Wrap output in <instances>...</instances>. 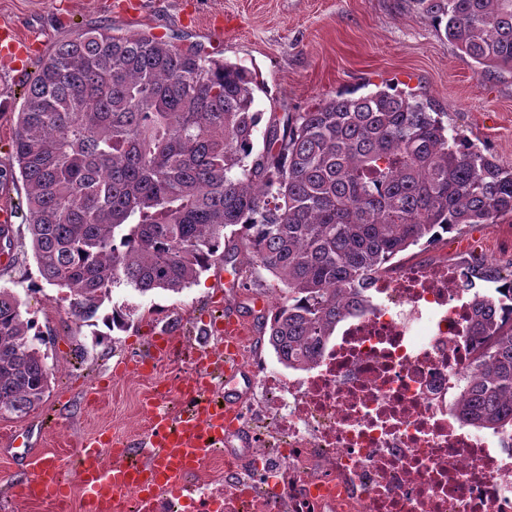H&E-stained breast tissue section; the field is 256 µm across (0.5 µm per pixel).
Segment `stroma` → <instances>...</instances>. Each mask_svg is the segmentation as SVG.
Wrapping results in <instances>:
<instances>
[{
    "mask_svg": "<svg viewBox=\"0 0 512 512\" xmlns=\"http://www.w3.org/2000/svg\"><path fill=\"white\" fill-rule=\"evenodd\" d=\"M137 11L117 0H0V23L34 42L20 73L0 62V169L12 162V137L25 92L40 62L78 32L111 29L113 35L146 32L182 50L239 64L256 72L264 112H304L342 94L356 98L391 85L430 98L448 124L502 165L512 167V74L480 76L475 62L456 48L414 0H136ZM222 39H215L216 27ZM512 218L450 233L447 241L402 253L409 264L439 257L469 262L480 273H508ZM13 266H0V287L16 291L24 317L46 338L51 371L42 403L21 418H0V512H85L75 453L82 440L119 434L139 440L149 418L142 404L151 381L135 364L152 337L171 330L193 342L205 320L233 309L248 324L250 355L276 364L251 307L273 302L280 285L257 270L253 290L228 287L231 265L217 263L178 294L132 296L114 289L112 300L137 304L145 316L96 344L94 327L66 313L65 289L42 282L30 243L16 245ZM56 465L68 485L64 500L26 499L20 490L35 465Z\"/></svg>",
    "mask_w": 512,
    "mask_h": 512,
    "instance_id": "stroma-1",
    "label": "stroma"
}]
</instances>
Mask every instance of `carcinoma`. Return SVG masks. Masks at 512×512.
<instances>
[{
  "label": "carcinoma",
  "mask_w": 512,
  "mask_h": 512,
  "mask_svg": "<svg viewBox=\"0 0 512 512\" xmlns=\"http://www.w3.org/2000/svg\"><path fill=\"white\" fill-rule=\"evenodd\" d=\"M491 77L512 72V0H414ZM252 73L152 35L77 34L42 62L18 112L13 160L40 277L69 290L67 314L125 330L112 303L178 294L241 254L280 284L257 316L280 364L306 369L399 253L439 233L512 216V168L457 130L428 98L381 89L313 110L265 112ZM477 295L467 327L482 349L458 414L512 421V316ZM41 332L0 288V417L42 402Z\"/></svg>",
  "instance_id": "carcinoma-1"
}]
</instances>
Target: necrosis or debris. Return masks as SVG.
Instances as JSON below:
<instances>
[{
    "label": "necrosis or debris",
    "instance_id": "necrosis-or-debris-1",
    "mask_svg": "<svg viewBox=\"0 0 512 512\" xmlns=\"http://www.w3.org/2000/svg\"><path fill=\"white\" fill-rule=\"evenodd\" d=\"M463 268L388 265L310 368L241 347L250 378L224 432V470L129 512H512V429L461 423L477 346Z\"/></svg>",
    "mask_w": 512,
    "mask_h": 512
}]
</instances>
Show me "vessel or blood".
<instances>
[{"instance_id":"b4317fda","label":"vessel or blood","mask_w":512,"mask_h":512,"mask_svg":"<svg viewBox=\"0 0 512 512\" xmlns=\"http://www.w3.org/2000/svg\"><path fill=\"white\" fill-rule=\"evenodd\" d=\"M31 54L27 44L8 24H0V59L13 63L25 62ZM212 329L224 337V349L217 350L205 345L195 351L200 368L223 367L225 377H233L236 340L243 334V322L232 312H225L223 318L214 320ZM232 403L224 407H209L207 413L193 416L184 415L180 421H172L164 412L151 415L146 434L145 446L154 448L155 453L143 471H136L124 464L125 455L134 451L131 441L112 436L83 441L79 450L80 482L87 495L89 512H119L120 496L136 479L146 481V494H153L161 488H173L182 478L198 469L207 459L205 442L220 438L225 424L233 416ZM111 449L112 465L103 467L102 449ZM23 495L31 500L46 496L63 497L65 487L59 480L55 466H40L22 486Z\"/></svg>"}]
</instances>
